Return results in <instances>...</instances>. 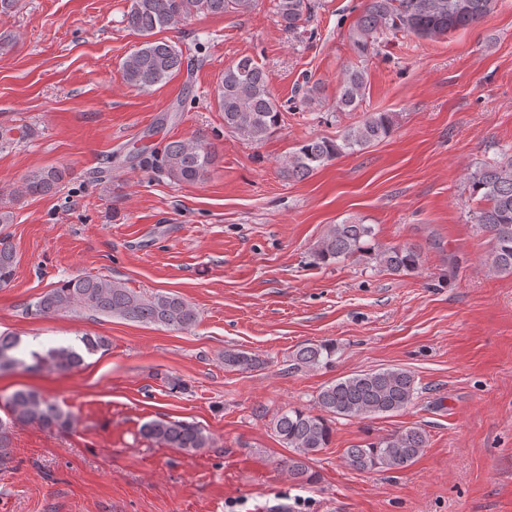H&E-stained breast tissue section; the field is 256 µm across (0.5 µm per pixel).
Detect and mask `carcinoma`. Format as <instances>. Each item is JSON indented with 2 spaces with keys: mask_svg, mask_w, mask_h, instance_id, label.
Instances as JSON below:
<instances>
[{
  "mask_svg": "<svg viewBox=\"0 0 512 512\" xmlns=\"http://www.w3.org/2000/svg\"><path fill=\"white\" fill-rule=\"evenodd\" d=\"M498 0H367L364 11L352 31L358 52L365 54L386 32H409L420 38L436 39L448 32L472 27L496 8ZM255 0H130L124 15L127 27L145 37L122 64V79L138 90L149 91L181 70L183 54L176 46L153 39L157 31L174 26L193 14H222L246 11ZM277 15L284 28L295 30L306 21L310 0H277ZM364 72L347 69L341 78L340 95L335 107L353 111L363 99ZM215 103L224 113V127L244 141L260 143L279 129L281 111L272 97L264 69L250 57L241 58L224 69L216 87ZM393 121L387 112H372L346 130L338 139L318 137L305 140L281 161L280 175L289 180H304L336 158L362 151L388 137ZM218 153L199 135L190 140L169 142L160 160L161 170L176 183L202 180L215 166ZM65 178L58 168H41L25 177V193L46 195L56 190ZM471 189L484 206L476 212L475 224L491 241V266L498 273L512 274V155L484 165L472 176ZM370 224L345 221L330 225L314 249L318 263L329 264L357 260L374 252L375 260L393 275L412 272L422 264V250L403 244L381 247L374 241ZM16 255L10 236L0 233V286L14 278ZM75 309L96 315L164 327L187 330L197 323L196 309L174 293H146L98 275H81L63 280L27 306V313L47 317ZM80 351L72 345L32 350L24 355L19 340L10 333L0 334V356L13 367L27 369L49 366L66 372L84 362L83 353L92 354L108 346L101 336H83ZM336 345L331 342L302 346L295 354L296 367L319 368L331 365ZM261 364L255 354L242 350H224V366L251 371ZM419 388L414 375L403 368H386L337 379L318 392L315 409L288 408L269 420V428L291 450L279 461L288 477L304 486L315 481L310 462L327 447L332 436V420H363L399 413L417 398ZM8 420H0V462L6 461L12 428L37 424L45 428L70 426L69 412L36 391L20 389L3 403ZM142 435L167 448L190 453L210 447L205 430L194 422L158 418L141 427ZM427 434L419 427L396 430L371 442L347 449L348 465L358 471L398 470L413 463L427 447Z\"/></svg>",
  "mask_w": 512,
  "mask_h": 512,
  "instance_id": "cac0c4a2",
  "label": "carcinoma"
}]
</instances>
